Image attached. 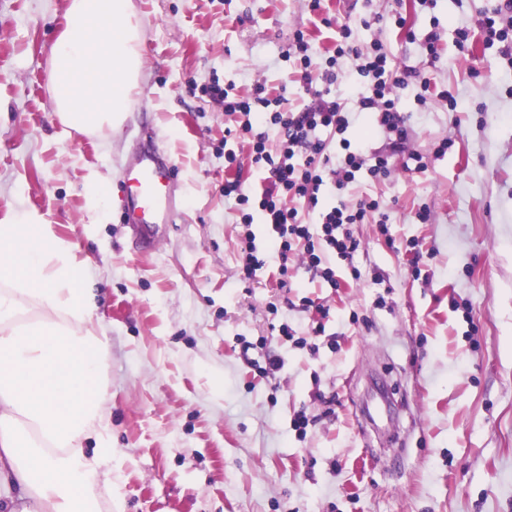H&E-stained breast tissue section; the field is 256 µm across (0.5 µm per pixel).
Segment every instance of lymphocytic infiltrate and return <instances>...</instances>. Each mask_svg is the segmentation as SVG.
<instances>
[{"label": "lymphocytic infiltrate", "instance_id": "obj_1", "mask_svg": "<svg viewBox=\"0 0 512 512\" xmlns=\"http://www.w3.org/2000/svg\"><path fill=\"white\" fill-rule=\"evenodd\" d=\"M352 34L351 24L338 25L334 49L325 60L326 86L307 87L306 99L294 102L282 95L271 98L261 85L246 97L235 93L230 85L215 83L208 90L212 98L223 102L225 114L241 116L235 134L248 144L252 163L265 172L264 186L258 192L243 187L239 180H225V198L234 200L243 213L244 224H251L253 211H260L280 258L300 252L308 267L319 271L330 284L335 283L336 272L323 266L324 254L329 252L352 261L359 243L350 233V225L365 224L374 218L383 227L388 215L381 212L375 199H363L354 205L339 200L338 205L322 210L318 207L320 197L332 195L339 199L358 174L383 181L392 170L390 156L352 147L346 138L349 118L340 103L329 98V87L338 80L337 60L353 59L349 85L357 92L360 111L372 115L376 129L396 146L409 135L408 118L401 112L395 92L397 86L403 85V78L394 76L389 54L381 42H371L362 49ZM273 130L279 135L275 142L269 138ZM324 130L339 135L337 151H327L320 137ZM300 201L309 209L318 210V228L303 223L296 207Z\"/></svg>", "mask_w": 512, "mask_h": 512}]
</instances>
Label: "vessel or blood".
<instances>
[{
	"mask_svg": "<svg viewBox=\"0 0 512 512\" xmlns=\"http://www.w3.org/2000/svg\"><path fill=\"white\" fill-rule=\"evenodd\" d=\"M174 178V163L165 160L154 147L124 172V218L126 223L138 226L147 247H154L158 241L156 225L173 223L176 217V201L170 191Z\"/></svg>",
	"mask_w": 512,
	"mask_h": 512,
	"instance_id": "1",
	"label": "vessel or blood"
}]
</instances>
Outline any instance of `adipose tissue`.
<instances>
[{
	"instance_id": "obj_1",
	"label": "adipose tissue",
	"mask_w": 512,
	"mask_h": 512,
	"mask_svg": "<svg viewBox=\"0 0 512 512\" xmlns=\"http://www.w3.org/2000/svg\"><path fill=\"white\" fill-rule=\"evenodd\" d=\"M140 44L132 0H67L49 68L64 126L121 127L141 91ZM96 316L72 246L27 214L0 224V483L18 485L21 512H100L112 438Z\"/></svg>"
}]
</instances>
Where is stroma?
<instances>
[{
  "mask_svg": "<svg viewBox=\"0 0 512 512\" xmlns=\"http://www.w3.org/2000/svg\"><path fill=\"white\" fill-rule=\"evenodd\" d=\"M132 2L142 91L118 132L89 134L59 123L48 88L67 0H0V220L25 212L51 225L97 296L112 512H512V61L479 28L498 0H322L317 14L305 0ZM394 5L406 32L383 20ZM361 17L372 25L357 29L360 45L380 41L395 71L425 75L459 107L420 99L412 79L399 90L411 131L395 149L366 134L371 117L347 85L332 86L352 145L393 164L389 182L361 175L342 196L379 200L389 234L352 225L353 261L328 259L334 288L299 255L281 259L261 218L243 224L225 199L226 179L257 186L263 174L246 143L225 141L236 118L205 89L246 95L262 83L298 98L295 31L321 60L336 23ZM432 31L434 60L422 49ZM443 139L453 146L435 157ZM150 143L176 166L180 211L145 251L122 221L120 176ZM415 154L424 171L406 170ZM248 233L266 270L246 282ZM304 296L313 309L299 307ZM284 323L295 338L280 335ZM265 351L283 362L269 378L250 364ZM301 410L303 436L291 425Z\"/></svg>",
  "mask_w": 512,
  "mask_h": 512,
  "instance_id": "stroma-1",
  "label": "stroma"
}]
</instances>
